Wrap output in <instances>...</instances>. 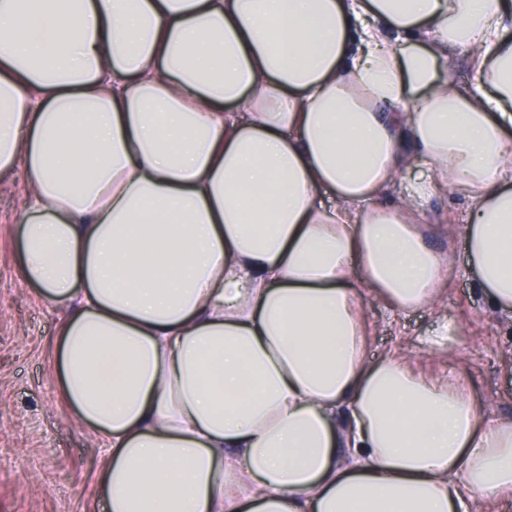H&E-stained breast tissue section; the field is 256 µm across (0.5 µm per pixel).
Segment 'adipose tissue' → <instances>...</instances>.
Here are the masks:
<instances>
[{
    "instance_id": "adipose-tissue-1",
    "label": "adipose tissue",
    "mask_w": 512,
    "mask_h": 512,
    "mask_svg": "<svg viewBox=\"0 0 512 512\" xmlns=\"http://www.w3.org/2000/svg\"><path fill=\"white\" fill-rule=\"evenodd\" d=\"M18 172L20 274L67 310L55 371L107 449L103 512L512 492V419L371 358L362 301L435 302L447 259L419 215L448 188L512 316V0H0Z\"/></svg>"
}]
</instances>
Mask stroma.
I'll use <instances>...</instances> for the list:
<instances>
[{"label":"stroma","mask_w":512,"mask_h":512,"mask_svg":"<svg viewBox=\"0 0 512 512\" xmlns=\"http://www.w3.org/2000/svg\"><path fill=\"white\" fill-rule=\"evenodd\" d=\"M27 196L22 175L0 180V512H101L96 475L105 450L78 423L58 386L51 341L64 308L39 301L21 279L14 245ZM467 199L440 191L419 221L431 248L454 258L435 305L396 312L364 296L368 352L407 355L423 377L458 379L472 401L495 417H512V319L494 310L469 267L462 234ZM454 331L445 349L429 341L443 321Z\"/></svg>","instance_id":"35a3bbf8"}]
</instances>
